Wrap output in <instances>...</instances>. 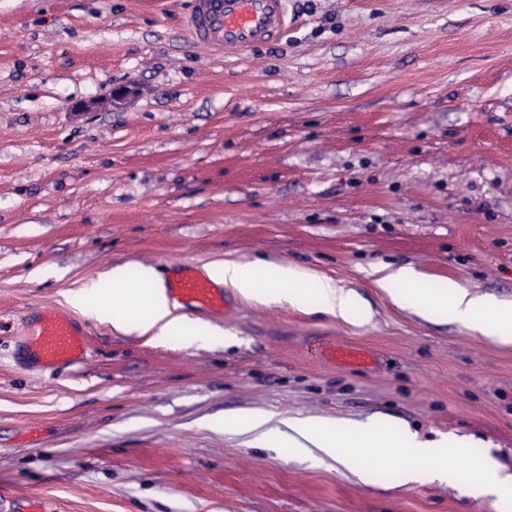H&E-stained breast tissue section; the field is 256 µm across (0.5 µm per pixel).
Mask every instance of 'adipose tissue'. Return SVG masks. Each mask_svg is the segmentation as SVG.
Masks as SVG:
<instances>
[{
	"label": "adipose tissue",
	"instance_id": "ef3b65f1",
	"mask_svg": "<svg viewBox=\"0 0 512 512\" xmlns=\"http://www.w3.org/2000/svg\"><path fill=\"white\" fill-rule=\"evenodd\" d=\"M256 261L224 257L207 260L201 272L216 285L237 293L244 301L263 306L288 304L306 309L308 292L318 297L319 312L350 318L355 301L329 277L283 263L275 281L259 280ZM66 305L88 318L112 312V326L132 333L146 342L165 341L182 335L191 321L185 301L173 298L168 280L151 265H143L137 276H129L127 265L117 263L108 271L77 281L63 291ZM424 307L446 306L452 321L503 344L512 343V314L506 313L493 297L480 295L448 281L437 295L424 299ZM288 444L299 455L330 461L362 482H369L375 467L400 463L408 485L425 481L451 483L452 477L440 460L430 454L417 435L391 437L378 431L373 421L354 423L331 430L314 419L286 418ZM474 495L501 496L512 492V471L486 459L472 463L470 477Z\"/></svg>",
	"mask_w": 512,
	"mask_h": 512
}]
</instances>
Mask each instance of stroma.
Returning a JSON list of instances; mask_svg holds the SVG:
<instances>
[{
	"label": "stroma",
	"instance_id": "35a3bbf8",
	"mask_svg": "<svg viewBox=\"0 0 512 512\" xmlns=\"http://www.w3.org/2000/svg\"><path fill=\"white\" fill-rule=\"evenodd\" d=\"M191 0H0V512H505L297 457L225 417L371 420L512 470V344L414 313L452 280L512 307V0H288L215 51ZM132 95L114 101L115 89ZM224 256L331 277L351 320L237 301L200 348L74 314L80 363L25 351L112 264ZM50 264L42 282L30 271ZM424 274L394 302L373 270ZM355 345L369 368L334 365ZM371 354L360 348L332 345L325 352V358L333 364L366 366L372 361Z\"/></svg>",
	"mask_w": 512,
	"mask_h": 512
}]
</instances>
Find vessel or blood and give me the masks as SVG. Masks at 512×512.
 I'll list each match as a JSON object with an SVG mask.
<instances>
[{
  "label": "vessel or blood",
  "mask_w": 512,
  "mask_h": 512,
  "mask_svg": "<svg viewBox=\"0 0 512 512\" xmlns=\"http://www.w3.org/2000/svg\"><path fill=\"white\" fill-rule=\"evenodd\" d=\"M286 0H191L186 27L193 41L212 48L250 49L269 42L285 24ZM170 293L193 303L197 309L223 312L230 297L207 278L198 276L191 264H176ZM26 347L39 362L55 365L83 359L86 336L68 315L49 310L28 336ZM331 363L366 366L372 361L365 350L333 345L325 352Z\"/></svg>",
  "instance_id": "1"
}]
</instances>
